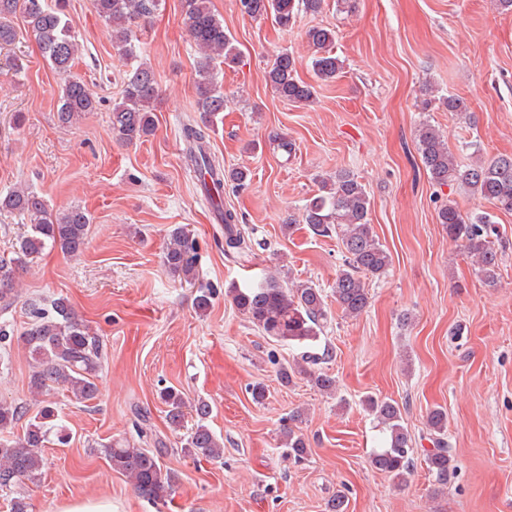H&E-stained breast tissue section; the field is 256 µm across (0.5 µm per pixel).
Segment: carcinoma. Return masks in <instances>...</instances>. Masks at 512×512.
Listing matches in <instances>:
<instances>
[{"mask_svg": "<svg viewBox=\"0 0 512 512\" xmlns=\"http://www.w3.org/2000/svg\"><path fill=\"white\" fill-rule=\"evenodd\" d=\"M156 0H91L92 7L112 28L113 46L129 61L120 98L111 112L112 131L120 140L133 144L155 131L153 104L159 87L153 70L140 56L133 30L136 20L153 13ZM324 0H239L242 13L251 18H274L282 28L291 26L299 12L318 14ZM65 0L50 7L46 0H0V48L12 45L17 36L13 18L22 16L35 37L43 55L60 73L72 67L80 44L66 18ZM183 23L195 46L202 54L194 83L200 122L182 126L185 163L200 174V189L207 200L223 199L224 184L245 185L248 173L243 169L227 170L212 156L206 142V130L224 111V91L218 86L216 66L236 64L238 50L233 38L224 30V20L211 7V0H185ZM313 50L311 71L313 82L297 76L296 60L282 51L266 71V81L279 97L306 104L316 93L315 85L336 79L342 61L334 52L335 31L316 25L306 31ZM96 109V101L86 83L78 78L66 81L57 110L59 123L75 124L85 112ZM417 149L430 180L437 186H462L473 196L490 203L499 212H512V155H500L490 162L461 165L448 146L443 133L431 125L418 130ZM371 199L364 185L347 170L320 180L319 193L308 199L301 215L302 223L317 236H336L344 254V263L336 273L331 295L346 317L361 315L368 306L367 281L385 276L391 265L390 252L373 233L369 222ZM17 213L29 220L28 230L13 251L0 255V299L7 300L15 290L20 270L29 259L45 249H59L69 256L83 252L90 217L80 207L52 211L38 193L17 186L0 194V212ZM224 254L246 256L251 245L237 227L238 216L222 210ZM437 221L448 234V240L462 247L475 260L485 284H496L502 245L489 212L463 213L453 202L440 206ZM199 247L196 237L181 226L173 228L163 250V264L168 273L185 283L197 285L195 309L206 313L212 306L213 290L199 282L197 267ZM233 304L261 333L280 342L309 346L320 339L327 322L326 295L309 282L288 286L273 278L254 287L229 289ZM31 323L18 341L28 350L33 361L29 379L31 393L48 396L61 389L76 403L97 398V373L101 367L103 348L90 327L80 320L69 301L58 297L45 306L29 304ZM319 357L304 353L299 359L279 370L281 385L290 386L304 379L321 393L336 391L332 375L313 369ZM167 407L166 421L173 429L182 426L187 401L181 391L167 387L161 392ZM368 413L376 419L383 434V447L373 453V468L387 474L402 485L414 470L410 435L403 424L400 404L392 399L368 396L364 400ZM196 423L186 438L181 452L200 463L214 461L224 454V443L206 424L211 408L201 400L192 409ZM24 423L16 440L0 438V490L11 493L10 512H29L30 504L23 489L24 481L41 478L45 462L41 449L55 436V443L70 441L67 430L57 423L52 403L39 401L36 408L16 401L0 399V433ZM432 448L426 450L424 462L434 485L445 487L454 470V456L444 435L448 414L436 407L427 415ZM283 441L288 459L299 462L307 454L303 435L291 426L284 428ZM102 453L112 471L125 476L135 493L144 500L165 504L174 492V475L162 462L156 448H134L128 444L105 443Z\"/></svg>", "mask_w": 512, "mask_h": 512, "instance_id": "1", "label": "carcinoma"}]
</instances>
